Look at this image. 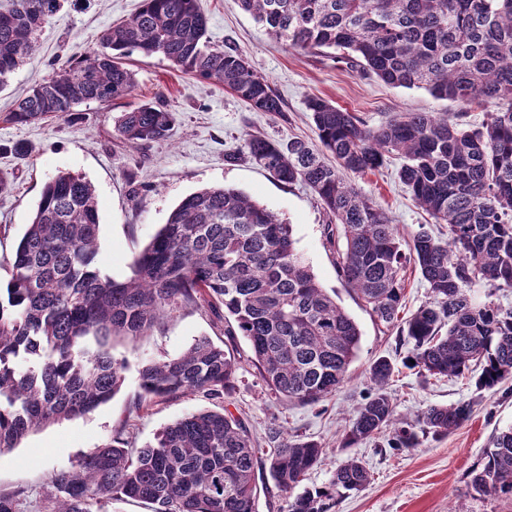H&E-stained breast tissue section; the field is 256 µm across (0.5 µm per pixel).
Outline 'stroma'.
<instances>
[{"mask_svg": "<svg viewBox=\"0 0 512 512\" xmlns=\"http://www.w3.org/2000/svg\"><path fill=\"white\" fill-rule=\"evenodd\" d=\"M140 5L141 0L65 4L39 32L36 52L0 88V113L9 111L54 68L99 49L106 28L128 19ZM199 6L207 17L211 46L229 41L246 54L253 67L270 79L284 103L283 114L253 111L224 88L176 71L162 56L133 53L125 62L135 73L137 90L112 107L83 104L69 118L26 125L0 122V176L9 181L7 191L0 193V278L8 276V262L44 185L59 172L82 174L94 185L98 261L103 272L116 279L129 275L138 252L184 197L204 186L233 187L291 224L296 247L317 279L335 293L337 303L358 324L361 341L349 379L336 394L314 406L277 398L253 365L244 337L228 339L223 323L208 311L181 309L161 330L116 345L115 356L126 359L128 367L121 390L109 402L89 414L34 431L17 447L0 452V493L24 491L22 512H42L53 475L73 468L84 453L109 442L116 430H123L125 439L138 448L166 425L215 408V401L201 392L139 410L133 406L143 364L177 355L206 335L217 344H231L235 351L238 382L223 405L245 423L261 457H268L279 441L292 435L320 442L326 457L302 483L310 490L328 487L337 464L347 456L362 459L370 469V484L360 491L340 492L328 512H512V498L483 496L471 486V473L482 464L494 433L512 425V379L488 391L478 389L471 377L435 378L405 365L408 349L399 345L396 330L376 322L338 277L336 256L325 237L328 217L310 188L282 184L248 160L233 165L224 160L225 152L241 146L250 134L282 143L294 137L313 139L306 108L311 96L332 101L375 127L397 112H444L449 119L478 125L486 118V106H465L423 90L388 86L339 62L330 52L288 50L273 42L236 0H199ZM148 101L175 112L172 135L142 150H129L114 136L112 118ZM18 141L31 146L28 159L12 153ZM397 168V163H390L355 183L408 238L431 218L400 183ZM382 356L395 365L388 390L399 417L410 419L426 406L459 401L472 402L471 417L447 437L420 436L414 448H391L388 432L343 448V431L354 408L374 390L369 368Z\"/></svg>", "mask_w": 512, "mask_h": 512, "instance_id": "1", "label": "stroma"}]
</instances>
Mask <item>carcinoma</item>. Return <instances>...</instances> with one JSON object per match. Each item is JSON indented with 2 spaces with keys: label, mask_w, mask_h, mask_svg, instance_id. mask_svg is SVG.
<instances>
[{
  "label": "carcinoma",
  "mask_w": 512,
  "mask_h": 512,
  "mask_svg": "<svg viewBox=\"0 0 512 512\" xmlns=\"http://www.w3.org/2000/svg\"><path fill=\"white\" fill-rule=\"evenodd\" d=\"M66 0H11L0 10V88L37 48L36 32ZM278 43L337 58L395 88L424 89L463 105L499 104L478 126L434 112H400L371 127L354 112L310 97L317 141L253 135L225 154L249 159L277 181L302 183L329 216L327 241L344 284L370 315L411 345L407 360L436 377L481 368L476 386L512 378V307L476 306L468 288H512V0H237ZM197 0H143L130 19L104 31V51L38 80L0 121L14 125L69 118L81 104L110 106L131 95L135 74L122 59L163 55L178 70L224 87L256 112L282 113L270 80L234 46L206 40ZM174 113L151 102L114 117L117 137L141 149L171 136ZM400 160L397 176L448 241L421 224L400 238L388 214L352 181ZM98 205L83 175L60 172L40 200L0 287V451L62 419L107 403L125 380L117 343L134 342L181 308L224 319V335L248 341L252 363L272 394L317 404L349 378L361 332L322 287L297 250L292 227L233 187L205 186L184 197L116 280L98 267ZM419 270L430 299L400 319L404 271ZM27 364L24 371L18 369ZM237 362L207 337L139 370L135 407L203 392L235 390ZM394 373L380 357L369 369L376 393L344 430L349 448L391 430L392 447L414 448L418 433L445 437L471 414L463 401L430 406L413 421L395 415ZM255 448L242 420L206 410L160 430L141 448L116 434L52 479L45 512H103L136 499L151 512H255ZM325 449L287 437L269 456L286 512H328L326 501L358 490L369 470L341 461L329 488L295 493ZM473 489L512 495V426L493 436ZM23 493L0 494V512H21Z\"/></svg>",
  "instance_id": "cac0c4a2"
}]
</instances>
